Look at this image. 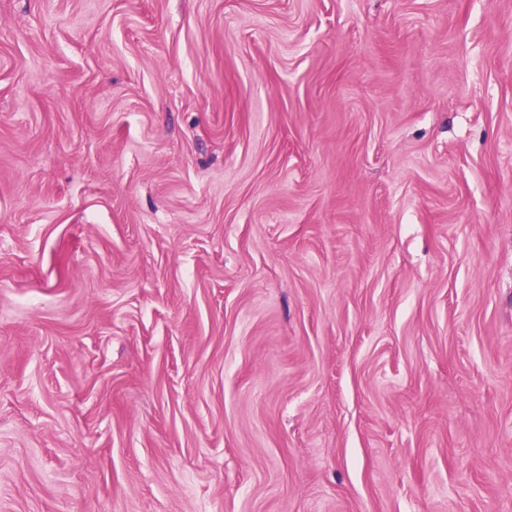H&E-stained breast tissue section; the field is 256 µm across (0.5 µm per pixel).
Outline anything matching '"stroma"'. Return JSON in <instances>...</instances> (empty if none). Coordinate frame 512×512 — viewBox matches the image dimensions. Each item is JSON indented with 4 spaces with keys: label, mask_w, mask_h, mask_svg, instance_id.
<instances>
[{
    "label": "stroma",
    "mask_w": 512,
    "mask_h": 512,
    "mask_svg": "<svg viewBox=\"0 0 512 512\" xmlns=\"http://www.w3.org/2000/svg\"><path fill=\"white\" fill-rule=\"evenodd\" d=\"M0 512H512V0H0Z\"/></svg>",
    "instance_id": "1"
}]
</instances>
